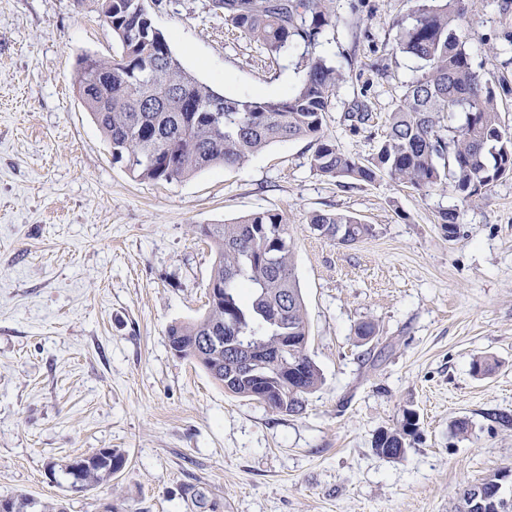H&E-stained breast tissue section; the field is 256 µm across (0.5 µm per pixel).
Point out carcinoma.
Returning <instances> with one entry per match:
<instances>
[{
	"instance_id": "carcinoma-1",
	"label": "carcinoma",
	"mask_w": 512,
	"mask_h": 512,
	"mask_svg": "<svg viewBox=\"0 0 512 512\" xmlns=\"http://www.w3.org/2000/svg\"><path fill=\"white\" fill-rule=\"evenodd\" d=\"M398 20L395 50L421 62V75L406 84L389 114L373 157L361 162L341 151L323 133L326 112L341 74L316 48L322 45L331 16L324 0H212L224 19L271 54L292 44L306 48L304 77L282 99L226 96L183 68L166 36L140 0H97L121 44L120 59L85 54L77 63L75 84L112 149L136 179H182L208 167H236L277 141L311 140V167L336 180L371 183L382 174L416 190L450 185L467 200L503 177L512 176V134L502 127L493 84L475 71L466 50L467 0H416ZM310 228L318 235L351 245L372 233V226L342 213L316 212ZM216 260L210 283L224 288V300L191 322L168 328L171 350L201 366L224 391L263 403L279 413L303 410L307 396L323 383L307 351L304 300L295 276L293 251L284 213L259 212L229 224L199 228ZM250 336L265 342L251 351L239 343L219 351L204 349L200 338ZM288 337L285 379L268 380L244 370L247 356L273 361L279 337ZM408 412L393 430L373 440L376 454L398 458L417 423ZM112 480L98 462L82 471L94 489ZM200 512L214 506L193 485L184 489ZM458 512H491L461 490Z\"/></svg>"
}]
</instances>
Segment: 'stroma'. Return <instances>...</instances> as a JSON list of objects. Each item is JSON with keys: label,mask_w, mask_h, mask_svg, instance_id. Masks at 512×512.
I'll list each match as a JSON object with an SVG mask.
<instances>
[{"label": "stroma", "mask_w": 512, "mask_h": 512, "mask_svg": "<svg viewBox=\"0 0 512 512\" xmlns=\"http://www.w3.org/2000/svg\"><path fill=\"white\" fill-rule=\"evenodd\" d=\"M147 5L185 69L220 93L279 99L299 85L302 47L267 54L210 0ZM325 5L319 52L343 82L323 131L363 161L420 74L392 51V22L415 2ZM465 27L473 69L505 88L512 132V0H470ZM86 53H121L95 0H0V496L195 512L193 484L218 512H454L462 487L503 472L512 498V427L489 418L512 416V177L466 201L387 176L338 182L297 139L239 167L141 181L113 162L75 92ZM358 101L371 118L355 130ZM265 211L288 215L324 378L299 414L226 393L168 343L169 325L208 307L215 253L199 227ZM316 212L372 232L337 243L311 231ZM480 357L490 373L474 374ZM409 411L404 456L377 455L376 434ZM99 448L126 456L109 483L77 494L49 476V462Z\"/></svg>", "instance_id": "obj_1"}]
</instances>
